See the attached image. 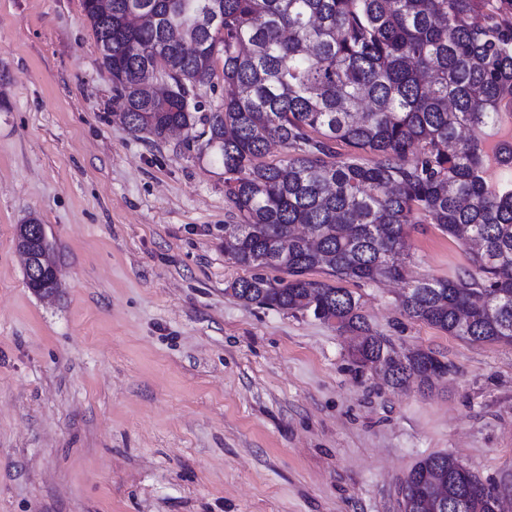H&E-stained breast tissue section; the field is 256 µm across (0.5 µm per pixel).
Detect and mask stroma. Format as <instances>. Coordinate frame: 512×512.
<instances>
[{
    "instance_id": "1",
    "label": "stroma",
    "mask_w": 512,
    "mask_h": 512,
    "mask_svg": "<svg viewBox=\"0 0 512 512\" xmlns=\"http://www.w3.org/2000/svg\"><path fill=\"white\" fill-rule=\"evenodd\" d=\"M44 224L59 286L32 292L18 224ZM224 166L112 114L82 0H0V512H400L442 453L512 499V345L406 317L405 284L349 283L421 388L352 362L309 312L245 306L224 255ZM409 276L459 241L410 226Z\"/></svg>"
}]
</instances>
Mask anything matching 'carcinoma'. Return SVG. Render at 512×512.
<instances>
[{
	"label": "carcinoma",
	"mask_w": 512,
	"mask_h": 512,
	"mask_svg": "<svg viewBox=\"0 0 512 512\" xmlns=\"http://www.w3.org/2000/svg\"><path fill=\"white\" fill-rule=\"evenodd\" d=\"M115 116L153 142L196 139V87L231 93L206 114L232 223L224 256L252 274L247 306L310 311L358 337L360 368L392 385L431 382L432 355L397 351L345 281L404 280L410 319L473 343L512 344V140L485 189L483 141L512 109V0H83ZM218 15L221 27L207 20ZM169 92L147 76L157 57ZM273 144L286 154L262 158ZM349 153L338 156L337 148ZM369 153L368 163L358 155ZM434 224L477 248L453 279L406 280L407 229ZM330 279L307 277L318 266ZM272 268L283 277L270 279ZM468 307L467 321L457 311ZM456 459L420 460L401 512H493V491Z\"/></svg>",
	"instance_id": "1"
}]
</instances>
